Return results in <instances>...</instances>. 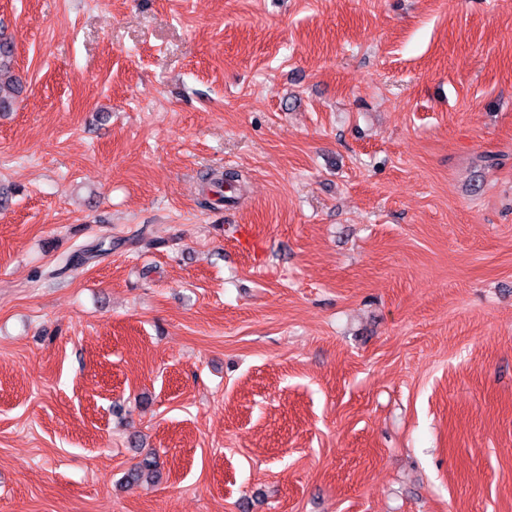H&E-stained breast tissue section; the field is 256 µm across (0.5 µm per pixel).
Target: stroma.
<instances>
[{
  "mask_svg": "<svg viewBox=\"0 0 512 512\" xmlns=\"http://www.w3.org/2000/svg\"><path fill=\"white\" fill-rule=\"evenodd\" d=\"M0 32V512H512V0ZM13 58L12 42L0 37V113L11 112L22 90L20 80L11 72ZM158 477V463L154 456L146 454L128 473V483L154 482Z\"/></svg>",
  "mask_w": 512,
  "mask_h": 512,
  "instance_id": "1",
  "label": "stroma"
}]
</instances>
